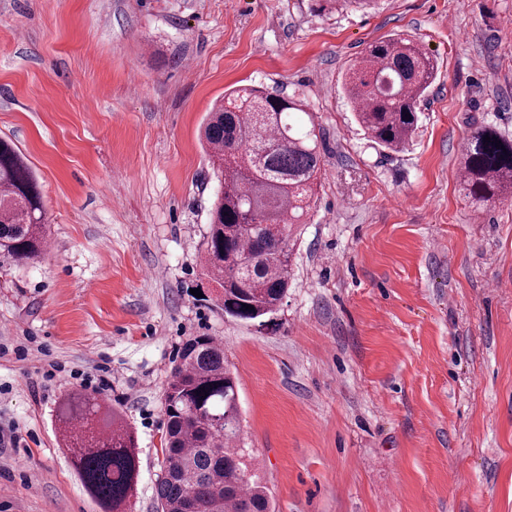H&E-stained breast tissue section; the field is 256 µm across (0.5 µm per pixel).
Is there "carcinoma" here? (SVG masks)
Returning <instances> with one entry per match:
<instances>
[{
    "label": "carcinoma",
    "instance_id": "cac0c4a2",
    "mask_svg": "<svg viewBox=\"0 0 512 512\" xmlns=\"http://www.w3.org/2000/svg\"><path fill=\"white\" fill-rule=\"evenodd\" d=\"M437 71L419 42L401 36L370 43L349 65L344 94L372 143L395 152L409 146L421 98ZM303 111L301 101L276 89L238 88L213 105L200 130L220 184L200 263L208 283L221 289L217 304L224 314L245 323L278 310L288 290L291 231L320 184L319 135L292 117ZM460 172L473 202L511 198L512 139L489 126L475 128ZM46 245L37 179L21 153L0 138V267L33 262ZM162 405L158 512H273L267 487L247 477L237 381L224 365L222 342L196 336L183 344ZM57 422L103 512H125L139 476L132 430L82 392L65 396Z\"/></svg>",
    "mask_w": 512,
    "mask_h": 512
}]
</instances>
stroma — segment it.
Instances as JSON below:
<instances>
[{
    "label": "stroma",
    "instance_id": "obj_1",
    "mask_svg": "<svg viewBox=\"0 0 512 512\" xmlns=\"http://www.w3.org/2000/svg\"><path fill=\"white\" fill-rule=\"evenodd\" d=\"M397 35L438 73L391 152L342 82ZM260 84L304 100L324 167L263 327L193 294L217 191L199 127ZM478 125L512 138V0H0V138L38 179L50 242L0 268V512H102L59 439L72 391L134 431L129 512H156L161 396L195 336L224 345L276 512H512V199L462 189Z\"/></svg>",
    "mask_w": 512,
    "mask_h": 512
}]
</instances>
